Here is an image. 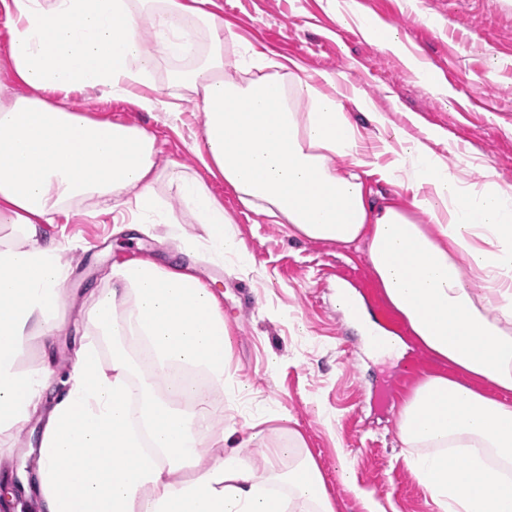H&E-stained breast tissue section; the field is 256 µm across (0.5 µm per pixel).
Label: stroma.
<instances>
[{
	"label": "stroma",
	"mask_w": 512,
	"mask_h": 512,
	"mask_svg": "<svg viewBox=\"0 0 512 512\" xmlns=\"http://www.w3.org/2000/svg\"><path fill=\"white\" fill-rule=\"evenodd\" d=\"M224 20V53L239 45L298 61L307 73L358 89L389 126L425 139L442 133L432 150L460 177L490 166L512 187V0H212ZM387 24L406 50L436 75L431 93L396 55L381 50L361 28L360 17ZM89 115L121 119L152 129L162 159L194 168L224 204L229 230L249 254L216 256L205 225L196 223L176 192L161 195L171 217L129 233L106 215L59 219L39 227V238L59 248L71 269L64 286L70 314L86 310L94 288L129 254L158 262L192 264L212 285L232 336L223 387H212L210 428L264 422L270 440H287L275 417L291 416L307 443L337 512H366L371 497L379 512H438L421 476L397 437L396 414L426 376L444 365L418 345L404 359L374 358L352 321L336 305V270H346L367 309L385 317L386 303L363 245L342 246L292 237L287 225L270 224L242 206L220 177L191 150L199 121L186 102L184 122L170 127L162 113L148 114L125 98L91 97ZM417 363L404 373L406 363ZM41 424L31 419L0 450L13 468L32 470L29 449L40 443ZM350 463L351 481L341 467Z\"/></svg>",
	"instance_id": "obj_1"
}]
</instances>
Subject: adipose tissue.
<instances>
[{
	"label": "adipose tissue",
	"mask_w": 512,
	"mask_h": 512,
	"mask_svg": "<svg viewBox=\"0 0 512 512\" xmlns=\"http://www.w3.org/2000/svg\"><path fill=\"white\" fill-rule=\"evenodd\" d=\"M204 0H0L16 93L0 94V434L48 405L33 481L38 512H336L295 429L272 447L266 431L208 433L209 391L172 379L202 368L216 383L232 347L214 293L190 269L146 257L113 268L81 319L63 314L70 268L38 227L94 203L134 230L164 224L160 186L176 188L208 229L213 253L245 255L231 218L188 166L159 161L152 130L96 120L75 100L133 101L182 120L202 107L193 152L241 203L293 236L364 243L387 303L416 342L447 364L401 408L397 437L441 512H512V190L492 169L467 180L426 141L388 130L370 113L368 152L343 94L292 59L244 46L226 61L224 22ZM427 89L436 81L386 24L360 21ZM172 87L163 98L161 61ZM408 185V202L374 204L365 179ZM74 336L73 363L56 375L53 350L21 371L28 336ZM257 448L266 477L255 474ZM295 465L280 471L282 456Z\"/></svg>",
	"instance_id": "ef3b65f1"
}]
</instances>
